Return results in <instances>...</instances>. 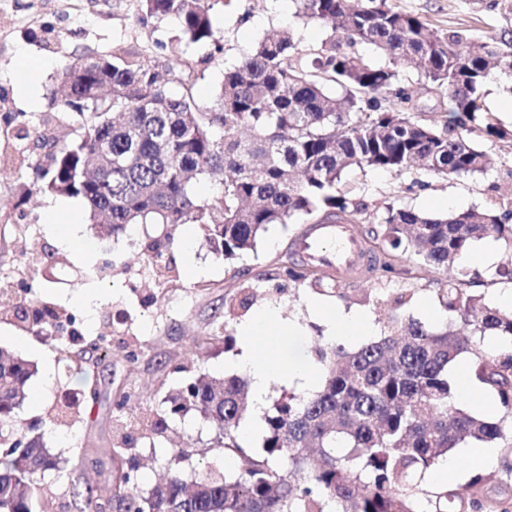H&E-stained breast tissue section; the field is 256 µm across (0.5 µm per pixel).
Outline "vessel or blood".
<instances>
[{"instance_id":"b4317fda","label":"vessel or blood","mask_w":512,"mask_h":512,"mask_svg":"<svg viewBox=\"0 0 512 512\" xmlns=\"http://www.w3.org/2000/svg\"><path fill=\"white\" fill-rule=\"evenodd\" d=\"M298 253L317 267L341 272L369 264L370 256L352 225L311 224L296 238Z\"/></svg>"}]
</instances>
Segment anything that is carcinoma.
<instances>
[{
	"label": "carcinoma",
	"instance_id": "cac0c4a2",
	"mask_svg": "<svg viewBox=\"0 0 512 512\" xmlns=\"http://www.w3.org/2000/svg\"><path fill=\"white\" fill-rule=\"evenodd\" d=\"M140 20L174 17L177 45L205 53L173 64L150 48L112 46V58L65 62L58 117L74 140L59 144L51 118L24 124L17 139L50 148L35 170L43 189L81 197L102 235L132 224H196L211 252L231 263L256 247L274 224L299 217L318 224L359 223L369 204L341 189L353 169L398 175L477 176L492 159L473 135L507 137L483 101V82L512 48V32L482 38L472 29L440 33L391 0H298V17L331 29L314 52L297 48L285 29L265 37L224 76L212 103L201 106L193 76L224 51L209 0H135ZM373 47L385 63L343 46ZM418 64L420 75L448 92L451 116L427 121L411 112V95L394 88L398 69ZM178 73L171 94L160 70ZM338 87L341 94L330 93ZM219 185L199 198L195 183ZM378 267L410 279L448 269L485 237L512 243V209L434 216L386 207L366 230ZM165 236L144 251L149 264L171 250ZM291 280L323 287L326 275L297 260L282 261ZM439 295L449 313L440 329L398 314L412 295L385 303L397 311L378 338L356 349L329 342L319 349L320 390L291 395L265 416L262 446L239 442L247 381L206 374L166 398L167 415L197 412L215 435V448L236 461L231 474H202L188 486L186 450L172 448L165 474L149 489L136 483L123 448H84L102 483L88 485L77 512H512V503L474 497L486 477L465 490L420 488L425 472L455 448L499 444L512 449V310L487 304L469 282L451 275ZM488 336L509 346L485 353ZM472 355L476 385L493 397L500 417L477 416L454 403L448 366ZM34 365L0 351V512H46L43 480L60 477L67 461L47 447L19 416Z\"/></svg>",
	"mask_w": 512,
	"mask_h": 512
}]
</instances>
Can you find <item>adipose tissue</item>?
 I'll return each instance as SVG.
<instances>
[{
    "mask_svg": "<svg viewBox=\"0 0 512 512\" xmlns=\"http://www.w3.org/2000/svg\"><path fill=\"white\" fill-rule=\"evenodd\" d=\"M316 313L325 327L326 338L330 340L362 335L368 327L364 314L348 311L340 306L320 307L317 308ZM295 331L294 322L282 321L277 310L271 308L262 311L239 327L237 338L241 353L237 356L235 363L247 370L254 401L251 418L241 425L243 433L250 434L258 429L264 398L271 385L295 379L301 380L306 385L313 384L312 373L301 370L284 371L277 368L272 359L277 342L293 335Z\"/></svg>",
    "mask_w": 512,
    "mask_h": 512,
    "instance_id": "1",
    "label": "adipose tissue"
}]
</instances>
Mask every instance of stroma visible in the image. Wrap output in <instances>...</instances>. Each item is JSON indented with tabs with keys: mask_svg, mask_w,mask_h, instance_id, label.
I'll use <instances>...</instances> for the list:
<instances>
[{
	"mask_svg": "<svg viewBox=\"0 0 512 512\" xmlns=\"http://www.w3.org/2000/svg\"><path fill=\"white\" fill-rule=\"evenodd\" d=\"M402 11L419 15L432 28H473L481 37L512 30V0H394ZM212 14L224 37V52L209 64L196 81L197 100L210 105L225 68L252 50L256 42L283 26L292 27L299 49L315 50L329 37L327 27L303 22L296 15L295 0H212ZM175 19L133 17L132 0H0V147L14 140L16 120L38 119L51 111L58 88L57 73L65 57L85 52L105 54L113 42L151 46L155 57L174 58L170 38ZM51 29V43L41 39ZM39 61L40 70L20 65L21 55ZM399 83L411 94V109L426 118L443 116L448 96L421 78L417 70L399 73ZM485 102L499 122L512 130V77L492 69L484 84ZM480 147L494 158L486 173L475 177L423 176L412 183L410 175L389 172H352L346 177L354 195L363 197L369 210L364 225L377 223L389 205L411 207L438 215L450 211L512 206V141L480 139ZM53 195L41 191L33 168L0 173V278L14 286V299L0 306V346L32 361L37 372L29 382L28 396L20 410L22 418L37 421L49 447L70 460V473L45 481L49 512H76L78 492L97 481L91 460L81 450L90 444L122 446L130 442L131 455L141 488L150 487L162 464L159 449L180 441L188 456L182 464L186 480L219 466L224 472L235 467L233 459L213 450L214 435L198 414L188 413L169 424L162 435L149 432L150 418H163V399L197 373L215 377L232 374L230 360L238 346H225L224 336L236 335L239 324L266 308H276L281 319L298 322L299 335L282 339L273 357L282 369L297 365L318 371L316 353L325 343L324 328L308 313V305L336 304L365 313L369 318L365 336L357 344L381 336L386 317L373 304L377 289L393 295L405 290L413 298L404 312L427 326L438 328L448 314L438 299L447 274L430 269L421 280L379 272L342 281L343 297L322 295L309 285L280 276L276 262L293 249L301 223L276 224L258 240L254 250L233 264H224L206 246L199 226L184 225L188 250L174 248L170 267L143 265L140 254L154 238L164 236L160 224H134L118 236L99 239L89 226L83 199L76 211L58 213L49 222L46 208ZM77 217L75 230L79 250L59 243L70 217ZM57 251L64 261L55 282L43 281L38 273L43 249ZM256 292V302L241 308L240 299ZM51 307L72 318L76 339L56 336L51 325L31 327L18 318L22 308ZM96 389L99 400L91 415L81 414L83 392ZM124 408H116L117 399ZM72 405L67 421L57 418L63 402ZM468 448L455 449L454 474L445 482L425 474L422 484L430 491L441 484L466 485L479 471L468 458ZM488 481L484 497L512 498V477L502 465L481 469Z\"/></svg>",
	"mask_w": 512,
	"mask_h": 512,
	"instance_id": "1",
	"label": "stroma"
}]
</instances>
